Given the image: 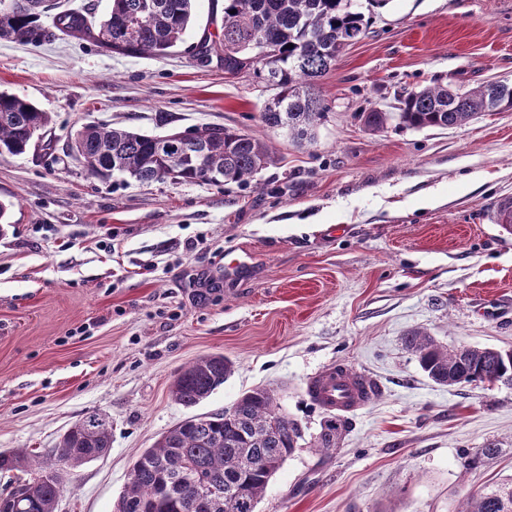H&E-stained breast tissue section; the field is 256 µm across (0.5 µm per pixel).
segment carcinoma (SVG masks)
Instances as JSON below:
<instances>
[{
    "label": "carcinoma",
    "instance_id": "obj_1",
    "mask_svg": "<svg viewBox=\"0 0 512 512\" xmlns=\"http://www.w3.org/2000/svg\"><path fill=\"white\" fill-rule=\"evenodd\" d=\"M0 8V39L29 44L59 35L89 41L126 57H164L183 42L196 0H109L107 14L92 9L46 11L47 0H14ZM368 32L365 14L354 0H224L221 36L212 44L222 54L224 72H254L276 90L262 112L263 123L286 129L300 144L314 138L326 106L315 93L318 81L335 65L338 54ZM275 51L260 56L261 44ZM512 111V83L488 82L468 88L437 83L397 97L393 112L358 113L370 132L397 128L461 127L492 112ZM48 113L33 102L0 92V156L22 155L32 134L46 132ZM206 150L203 158L183 156L158 136L106 124H86L71 137V148L86 176L108 181L114 175L149 183L172 174L182 182L242 184L273 163L269 146L237 129L206 126L186 132ZM422 371L435 383L487 382L512 386V365L495 348L440 345L422 331L405 337ZM234 370L222 355L202 356L183 366L171 394L184 406L208 398ZM233 412L188 417L163 433L134 461L133 474L115 504V512H256L270 479L297 448V422L288 417L272 390L243 392ZM346 421L328 417L316 447L336 448ZM112 444V420L92 412L75 422L54 448V462L25 451L0 452V473H30L21 496L0 494V512H55L67 488L69 472L106 455ZM458 512H512V481L469 494Z\"/></svg>",
    "mask_w": 512,
    "mask_h": 512
}]
</instances>
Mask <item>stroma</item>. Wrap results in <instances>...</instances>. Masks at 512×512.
<instances>
[{
  "label": "stroma",
  "instance_id": "obj_1",
  "mask_svg": "<svg viewBox=\"0 0 512 512\" xmlns=\"http://www.w3.org/2000/svg\"><path fill=\"white\" fill-rule=\"evenodd\" d=\"M211 9L197 0L165 57L0 40V91L51 117L45 145L0 157V452L49 458L75 421L107 414L109 451L74 472L57 512H113L145 448L260 386L302 437L257 512H457L512 478V387L437 384L404 338L512 349V234L496 222L512 198V112L378 133L357 115L437 78L512 83V0L364 5L368 34L319 81L328 111L301 147L263 124L273 91L253 72L193 59ZM86 123L235 128L275 160L243 184L105 183L63 153ZM211 354L233 374L176 402V373ZM339 364L375 395L324 455L327 412L307 384ZM490 444L497 455L480 456Z\"/></svg>",
  "mask_w": 512,
  "mask_h": 512
}]
</instances>
